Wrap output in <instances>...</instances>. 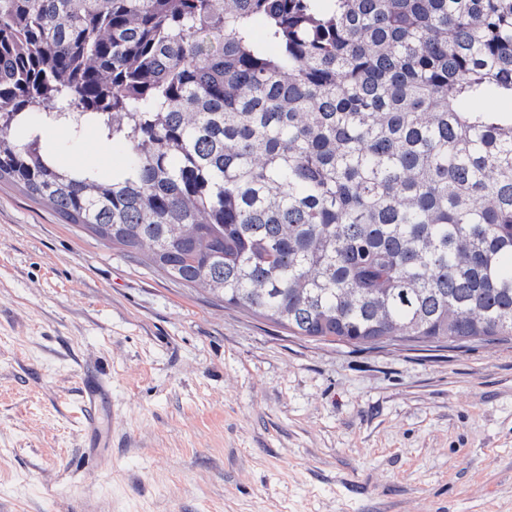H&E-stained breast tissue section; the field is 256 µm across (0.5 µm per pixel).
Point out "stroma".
<instances>
[{
	"instance_id": "stroma-1",
	"label": "stroma",
	"mask_w": 512,
	"mask_h": 512,
	"mask_svg": "<svg viewBox=\"0 0 512 512\" xmlns=\"http://www.w3.org/2000/svg\"><path fill=\"white\" fill-rule=\"evenodd\" d=\"M0 512H512V342L299 338L0 185Z\"/></svg>"
}]
</instances>
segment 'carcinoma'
<instances>
[{
  "instance_id": "obj_1",
  "label": "carcinoma",
  "mask_w": 512,
  "mask_h": 512,
  "mask_svg": "<svg viewBox=\"0 0 512 512\" xmlns=\"http://www.w3.org/2000/svg\"><path fill=\"white\" fill-rule=\"evenodd\" d=\"M0 183L294 336L512 340V0H0ZM53 130L47 134L49 142L61 152L65 162L77 166L94 168L102 178L112 176V167L123 164V150L112 143L99 139L92 129L85 131L81 140L75 141L66 136L51 139Z\"/></svg>"
}]
</instances>
